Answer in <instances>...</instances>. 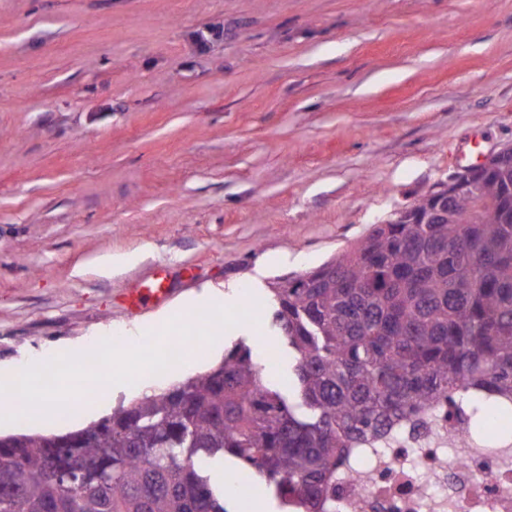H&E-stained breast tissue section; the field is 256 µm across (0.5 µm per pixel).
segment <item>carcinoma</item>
Segmentation results:
<instances>
[{
	"label": "carcinoma",
	"mask_w": 512,
	"mask_h": 512,
	"mask_svg": "<svg viewBox=\"0 0 512 512\" xmlns=\"http://www.w3.org/2000/svg\"><path fill=\"white\" fill-rule=\"evenodd\" d=\"M448 205L427 193L332 261L272 287L292 358L250 350L57 435L0 436V512H228L207 463L235 460L294 512H327L346 449L441 399L512 398V148Z\"/></svg>",
	"instance_id": "carcinoma-1"
}]
</instances>
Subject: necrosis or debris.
Instances as JSON below:
<instances>
[{
	"instance_id": "obj_1",
	"label": "necrosis or debris",
	"mask_w": 512,
	"mask_h": 512,
	"mask_svg": "<svg viewBox=\"0 0 512 512\" xmlns=\"http://www.w3.org/2000/svg\"><path fill=\"white\" fill-rule=\"evenodd\" d=\"M443 431L409 420L379 448H355L327 492L334 512H512V448L469 438L464 408L441 406Z\"/></svg>"
}]
</instances>
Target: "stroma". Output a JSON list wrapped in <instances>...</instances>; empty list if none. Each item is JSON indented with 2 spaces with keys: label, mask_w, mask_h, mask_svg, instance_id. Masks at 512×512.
I'll return each instance as SVG.
<instances>
[{
  "label": "stroma",
  "mask_w": 512,
  "mask_h": 512,
  "mask_svg": "<svg viewBox=\"0 0 512 512\" xmlns=\"http://www.w3.org/2000/svg\"><path fill=\"white\" fill-rule=\"evenodd\" d=\"M510 146L512 0H0V362L145 343L216 288L259 308L221 349L287 374L269 283ZM160 268L165 300L128 306Z\"/></svg>",
  "instance_id": "1"
}]
</instances>
